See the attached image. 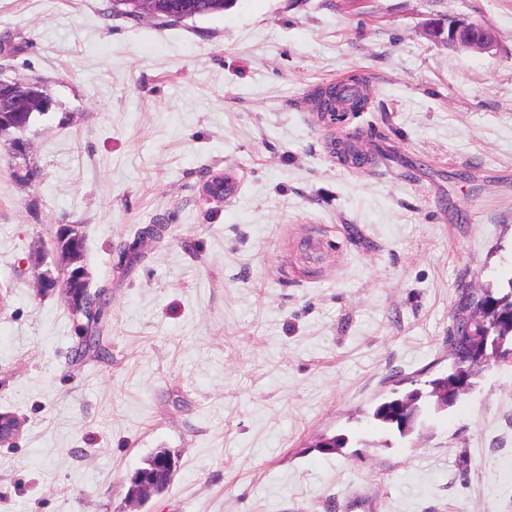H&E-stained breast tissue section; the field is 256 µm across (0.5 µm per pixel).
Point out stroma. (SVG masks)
<instances>
[{
  "label": "stroma",
  "instance_id": "35a3bbf8",
  "mask_svg": "<svg viewBox=\"0 0 512 512\" xmlns=\"http://www.w3.org/2000/svg\"><path fill=\"white\" fill-rule=\"evenodd\" d=\"M452 20L495 47H449ZM354 75L367 109L318 122ZM0 77L52 100L36 180L0 147V512H512V362L408 436L367 418L447 372L462 293L512 279V0H0ZM358 133L374 171L333 152ZM60 224L105 300L80 358L36 285ZM158 448L174 477L136 506ZM152 3L153 17L166 22H178L188 12L196 13V17H204L224 11L233 0H155Z\"/></svg>",
  "mask_w": 512,
  "mask_h": 512
}]
</instances>
